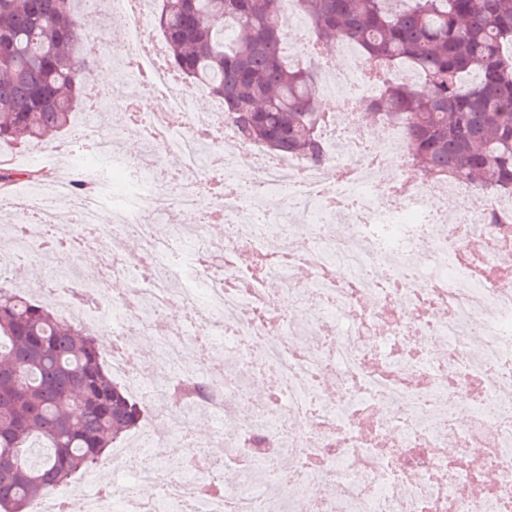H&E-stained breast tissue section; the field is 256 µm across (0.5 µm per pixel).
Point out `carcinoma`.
I'll return each instance as SVG.
<instances>
[{
    "mask_svg": "<svg viewBox=\"0 0 512 512\" xmlns=\"http://www.w3.org/2000/svg\"><path fill=\"white\" fill-rule=\"evenodd\" d=\"M168 61L222 99L241 139L324 161L319 75L287 64L284 0H157ZM310 53L346 40L386 83L364 109L405 124L408 156L438 179L512 193V0H296ZM86 0H0V145L34 144L74 125L92 64L78 56ZM39 181L0 165V183ZM149 408L105 368L102 343L18 286L0 287V512H23L99 465Z\"/></svg>",
    "mask_w": 512,
    "mask_h": 512,
    "instance_id": "1",
    "label": "carcinoma"
}]
</instances>
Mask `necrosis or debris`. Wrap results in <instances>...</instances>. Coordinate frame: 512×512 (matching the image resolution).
<instances>
[{"instance_id":"1","label":"necrosis or debris","mask_w":512,"mask_h":512,"mask_svg":"<svg viewBox=\"0 0 512 512\" xmlns=\"http://www.w3.org/2000/svg\"><path fill=\"white\" fill-rule=\"evenodd\" d=\"M142 0H113L124 24L128 68L143 72ZM372 64L327 58L320 96L335 99L320 133L327 161L246 145L247 176L236 175L223 143L238 140L223 111L190 112L199 89L164 67L150 87L180 123L138 118L144 138L177 163L181 190L161 189V173L134 169L133 208L99 221L103 194L89 184L73 197L82 227L54 238L51 196L8 201L14 240L0 256V280L39 259L79 255L130 277L110 309L85 304L71 288L40 289L78 326L101 334L114 378L133 397L203 383L205 398L150 417L139 452L116 446L112 476L88 472L81 486L49 493L33 512H512V283L480 271L512 256V196L453 180L422 193L401 124L368 122L362 105L381 89ZM220 175L225 191L211 212L223 240L201 224H173L157 236L154 218L196 208L201 179ZM284 196L276 209L265 200ZM304 225L301 249L278 227ZM139 243L127 253L126 240ZM284 286L301 308H273L267 282ZM181 301L175 322L159 316ZM144 338L140 349L125 342ZM151 371H143V364ZM262 376L265 397L237 432L196 442L195 414H223L242 399V378ZM170 448L189 457L166 473L152 458ZM242 478L203 491L216 463ZM129 475L128 483L118 480ZM150 492H143V485Z\"/></svg>"}]
</instances>
